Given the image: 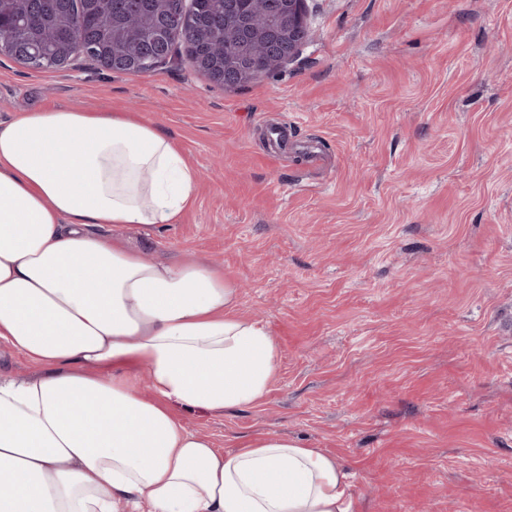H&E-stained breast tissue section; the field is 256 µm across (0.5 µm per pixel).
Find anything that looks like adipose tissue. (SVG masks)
<instances>
[{
	"instance_id": "adipose-tissue-1",
	"label": "adipose tissue",
	"mask_w": 512,
	"mask_h": 512,
	"mask_svg": "<svg viewBox=\"0 0 512 512\" xmlns=\"http://www.w3.org/2000/svg\"><path fill=\"white\" fill-rule=\"evenodd\" d=\"M197 172L156 121L55 108L0 122V512H354L336 457L267 432L222 451L178 411L263 399L278 349L223 271L145 260L92 224L174 223ZM131 360L151 396L106 363ZM34 365L25 357L15 353L8 347L0 345V370L18 375L32 372Z\"/></svg>"
}]
</instances>
